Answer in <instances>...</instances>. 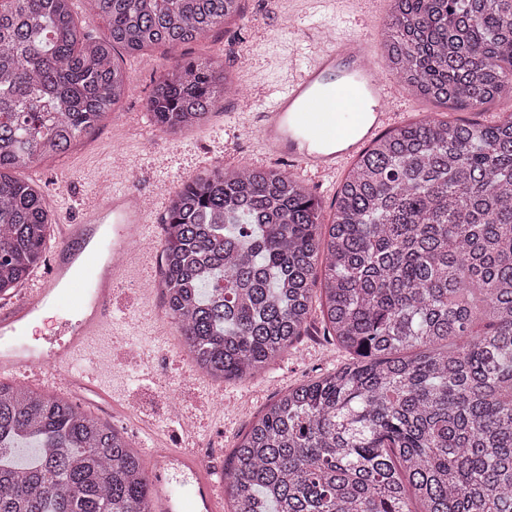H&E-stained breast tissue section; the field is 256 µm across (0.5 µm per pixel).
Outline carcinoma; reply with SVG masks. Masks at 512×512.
Segmentation results:
<instances>
[{
  "mask_svg": "<svg viewBox=\"0 0 512 512\" xmlns=\"http://www.w3.org/2000/svg\"><path fill=\"white\" fill-rule=\"evenodd\" d=\"M0 0V296L42 261V194L12 172L61 157L125 93L120 51L198 40L241 0ZM387 59L416 96L483 108L512 77V0H391ZM233 87L178 60L146 108L163 132L204 125ZM293 176L215 168L163 220L164 305L198 369L253 377L305 333L314 270L351 355L289 389L224 472L231 512H512V115L423 120L362 152L334 217ZM40 448L28 466L14 449ZM129 439L68 399L0 380V512H147ZM72 8L75 21L82 32L101 33L104 30V22L100 15L90 8L85 0H73Z\"/></svg>",
  "mask_w": 512,
  "mask_h": 512,
  "instance_id": "1",
  "label": "carcinoma"
}]
</instances>
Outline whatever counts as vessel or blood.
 Returning <instances> with one entry per match:
<instances>
[{"label":"vessel or blood","mask_w":512,"mask_h":512,"mask_svg":"<svg viewBox=\"0 0 512 512\" xmlns=\"http://www.w3.org/2000/svg\"><path fill=\"white\" fill-rule=\"evenodd\" d=\"M391 117L381 74L363 40L344 34L318 44L305 70L289 76L272 106L258 116L262 144L274 156L296 160L301 169L331 176ZM148 213L138 193L111 190L96 197L77 223L62 227V247L53 253L49 274L38 288L0 312V373H53L69 383L93 387L99 361L93 340L112 335V302L128 269L120 256L147 236ZM78 282L83 315L66 321L62 339L43 346L25 342L32 318L61 296L62 283ZM145 469L151 512H217L219 493L206 465L182 448L150 449Z\"/></svg>","instance_id":"vessel-or-blood-1"}]
</instances>
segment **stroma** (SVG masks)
Masks as SVG:
<instances>
[{
  "label": "stroma",
  "instance_id": "35a3bbf8",
  "mask_svg": "<svg viewBox=\"0 0 512 512\" xmlns=\"http://www.w3.org/2000/svg\"><path fill=\"white\" fill-rule=\"evenodd\" d=\"M242 8V18L225 21L189 45L175 49L160 45L142 55L124 56L127 90L111 118L76 141L64 156L45 158L18 171V178L31 182L43 195L52 219L50 245L58 243L59 221L78 219L82 207L93 202L102 181L111 182L116 189H138L151 195V232L155 239H163L170 197L199 173L222 166H269L298 175L322 205L321 222L329 223L331 204L348 168H341L331 178L299 170L291 160L267 155L256 133L258 112L279 94L289 71H303L313 47L302 41L299 33L310 27L353 30L365 37L391 101V126L429 118L492 125L512 114V92L503 93L482 110H457L421 101L403 87L384 54L391 0H363L359 8L336 10L313 6L309 0H242ZM212 55L223 61L237 87L249 88V106H242L239 97L230 94L198 129L178 134L155 129L146 103L158 77L180 57ZM286 58L291 59L292 70L281 68ZM161 268V256L155 250L129 272L112 308L116 334L101 341L96 350L109 360L126 345L152 349L154 369L179 381L187 410L198 416L196 435L176 441L162 420L163 395L140 367L125 368L105 378L104 389L112 399L101 402L95 415L117 430H129L140 453L165 443L182 444L201 456L219 479L240 440L271 403L288 389L348 363L350 355L335 338L325 335L321 306L316 303L307 333L263 373L247 380H213L196 367L178 333L157 329L162 299L154 295L144 301L139 297V283L157 280ZM132 396L140 399L143 409L138 423L130 427L120 408Z\"/></svg>",
  "mask_w": 512,
  "mask_h": 512
}]
</instances>
